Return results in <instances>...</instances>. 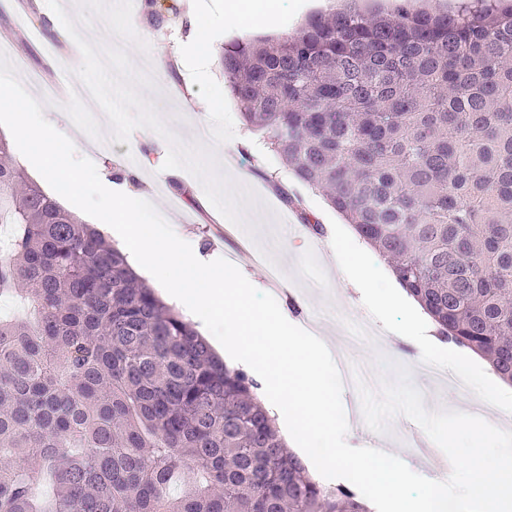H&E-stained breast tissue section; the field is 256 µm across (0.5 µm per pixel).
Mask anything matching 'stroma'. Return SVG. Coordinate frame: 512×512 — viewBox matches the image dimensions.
<instances>
[{
  "mask_svg": "<svg viewBox=\"0 0 512 512\" xmlns=\"http://www.w3.org/2000/svg\"><path fill=\"white\" fill-rule=\"evenodd\" d=\"M135 8L132 26L148 45L141 52L129 41H117L101 18L91 17L80 24L84 37L100 45L120 43L140 72L150 77L153 88L144 95L155 106L166 127L193 145L195 125L209 126L213 141L209 145L218 163L228 164L234 172L245 175L246 183L259 187L261 203L256 211L259 222L254 232L239 228L220 237L218 228L226 219L207 200L201 183L182 169H164L168 142L156 132L139 128L132 132L128 146L132 160L117 155H102L103 168L115 182L126 183L134 195H146L159 213H166L169 197L181 198L175 225L190 233L202 251L228 255L243 243L254 248L274 251L284 274V291H276L265 269L257 264H245L244 269L265 293L274 295L283 315L293 316L304 323L319 318L321 338L329 349H336L341 330L357 327L360 320L370 321L379 332V339L367 345L363 358L378 365L387 358L409 370L411 383L422 393L425 406L436 410L467 409L470 401L487 402L486 416L493 421L512 422V385L504 393L490 395L488 378L492 374L486 360L470 350L451 343L432 349L418 344L405 312L397 307L387 313L378 312L370 303L360 301L347 284V262L338 248L358 246L351 227L327 203L324 196L299 182L289 167L270 148L264 137L249 130L224 80L221 64L225 43L257 35L279 37L295 31L306 15L296 8L298 0H243L249 21L237 27L224 25V0H170L176 14L156 18L144 12L142 0H133ZM195 12L209 40L208 46L189 48L186 15ZM275 12L278 23H263L264 13ZM52 43L58 57L70 59L72 38L60 22L54 21L45 0H30L29 8H21L18 0H0V50L11 62H24L18 79L25 80L28 71L51 72L52 60L42 50L43 43ZM27 91L41 99L44 108L59 125H66L69 113H83L87 127L107 125L108 119L94 100L63 102L44 97L42 89L27 83ZM313 215L322 225L314 232L304 224V215ZM432 364L447 372L462 371L471 387L470 397H463L444 383L419 375L418 365ZM389 433L378 434L365 423L349 424L353 442L362 447L384 448L389 454L412 461L406 438L418 433L420 427L411 419L398 415L389 422Z\"/></svg>",
  "mask_w": 512,
  "mask_h": 512,
  "instance_id": "35a3bbf8",
  "label": "stroma"
}]
</instances>
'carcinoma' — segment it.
<instances>
[{
    "label": "carcinoma",
    "instance_id": "obj_1",
    "mask_svg": "<svg viewBox=\"0 0 512 512\" xmlns=\"http://www.w3.org/2000/svg\"><path fill=\"white\" fill-rule=\"evenodd\" d=\"M310 16L224 46L246 125L512 384V6ZM0 512H370L0 136ZM0 133L2 135H4L9 143H10V146H11V153H12V157H13V160L21 167L24 169V171L28 174V176H30L31 178H33L34 180H36L41 186L42 188L44 189V191L46 193H49L51 195H53L54 197H56L59 202H61V204L66 208L68 209L69 211L73 212L68 206L64 205V203H62V196L59 195L57 192H55L51 186L47 183V181L39 174H37L36 172H34L33 170H31L28 166H27V163H26V159L25 157L19 152V150L17 149L16 147V144L14 142V140L11 139V137H7L4 133L5 131L3 129H0ZM74 213V212H73Z\"/></svg>",
    "mask_w": 512,
    "mask_h": 512
}]
</instances>
